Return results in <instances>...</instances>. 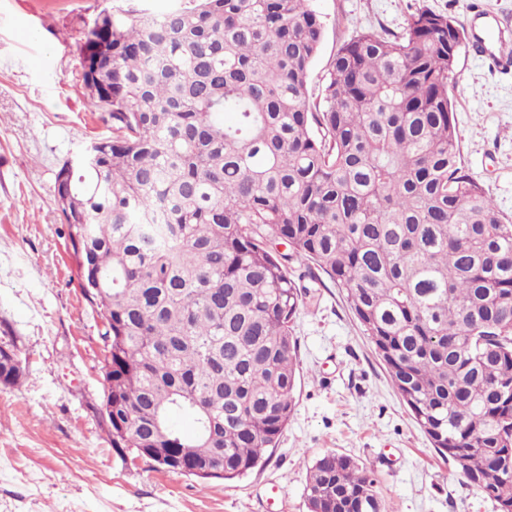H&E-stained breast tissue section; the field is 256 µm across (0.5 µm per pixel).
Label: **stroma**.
<instances>
[{"instance_id": "35a3bbf8", "label": "stroma", "mask_w": 512, "mask_h": 512, "mask_svg": "<svg viewBox=\"0 0 512 512\" xmlns=\"http://www.w3.org/2000/svg\"><path fill=\"white\" fill-rule=\"evenodd\" d=\"M181 2L0 0V345L15 344L23 368L21 385L0 386V512H308L307 469L328 452L371 465L384 512H496L436 454L339 288L300 265L293 275L309 296L294 323L296 407L270 461L235 482H204L116 453L101 415L102 320L78 286L55 180L112 134L88 105L81 32L106 10L162 14ZM471 2L313 0L325 36L310 92L357 32L402 31L422 7L473 32ZM455 72L461 161L512 220V72H490L468 49Z\"/></svg>"}]
</instances>
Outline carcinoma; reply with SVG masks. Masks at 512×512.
Here are the masks:
<instances>
[{
  "label": "carcinoma",
  "mask_w": 512,
  "mask_h": 512,
  "mask_svg": "<svg viewBox=\"0 0 512 512\" xmlns=\"http://www.w3.org/2000/svg\"><path fill=\"white\" fill-rule=\"evenodd\" d=\"M324 31L311 0H189L118 9L78 44L82 64L112 45L111 98L88 91L112 137L71 174L84 222L61 209L80 280L101 282L112 447L213 448L202 480L268 461L296 406L297 262L342 291L433 449L512 512V221L464 169L448 93L469 33L428 8L361 31L314 101ZM304 494L382 512L371 468L333 452Z\"/></svg>",
  "instance_id": "1"
}]
</instances>
